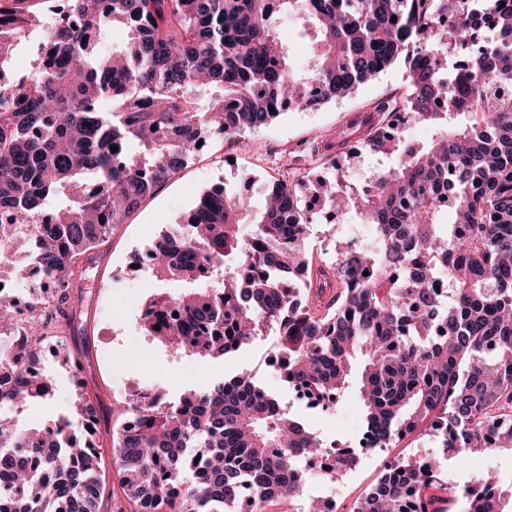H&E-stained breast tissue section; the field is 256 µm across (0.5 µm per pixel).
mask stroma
Listing matches in <instances>:
<instances>
[{
    "mask_svg": "<svg viewBox=\"0 0 512 512\" xmlns=\"http://www.w3.org/2000/svg\"><path fill=\"white\" fill-rule=\"evenodd\" d=\"M407 86L406 69L397 64L360 86L351 97L313 111L284 110L270 125L245 132L243 141L230 137L216 140L211 153L191 159L147 198L119 226L87 272V295L77 340L89 350L84 372L88 394L99 395L107 405L124 399L133 388L156 389L164 397L177 398L186 391L205 390L213 382L257 366L272 345L270 338H257L225 358H200L177 356L145 336L140 324L143 303L150 297L176 291L177 286L144 272L136 277L128 275V263L166 226L179 223L202 192L213 185L238 188L243 178H250L254 190L251 209L257 212L265 205V181L280 179L290 185L318 179L332 181L330 159L311 155V146L340 131L352 114L369 111L384 99H401ZM353 222V217L345 215L332 223L320 216L312 219L303 247L314 263L335 261L333 245ZM43 362L51 368L57 389L50 399L31 404L23 411L20 423L26 428L66 414L75 388L70 369L62 367L52 354H45ZM259 378L267 390L319 435L358 444L363 408L356 389H348L338 399L335 413L328 414L297 400L292 388L273 369L261 371ZM111 429L112 415L107 412L101 418L99 438L107 489L101 512H131L132 505L124 498L111 467ZM436 447L435 437L420 429L385 447L361 450L357 467L335 482L336 512H350L354 503L376 484L386 462L412 458L418 449L432 452ZM488 470L497 473L500 484H512V453L497 451L488 457L469 458L461 465L449 463L444 479L460 491Z\"/></svg>",
    "mask_w": 512,
    "mask_h": 512,
    "instance_id": "1",
    "label": "stroma"
}]
</instances>
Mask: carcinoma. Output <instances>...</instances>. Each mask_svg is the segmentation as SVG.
I'll list each match as a JSON object with an SVG mask.
<instances>
[{
  "mask_svg": "<svg viewBox=\"0 0 512 512\" xmlns=\"http://www.w3.org/2000/svg\"><path fill=\"white\" fill-rule=\"evenodd\" d=\"M42 2L0 0V243L33 252L61 283L45 303L65 365L97 249L199 141L266 126L285 101L342 100L405 64L403 104L377 102L366 133L340 144L324 195L328 210L374 225L375 243L342 240L336 262L316 268L302 247L313 215L302 186L268 184L254 218L247 196L214 185L186 224L147 247L152 274L184 291L146 300L140 322L175 354L201 358L275 332L291 385L338 398L354 381L364 425L384 441L423 424L441 441L431 459L384 470L353 512H450L429 495L446 489L441 460L512 452V97L499 90L512 84V0H475L483 14L446 31L439 11L461 0H64L47 26ZM283 15L313 33L302 73L276 35ZM481 22L494 39L462 73L449 70ZM37 27V64L21 77L14 49ZM111 28L124 44L102 51ZM401 117L434 126L432 140L405 143ZM366 155L391 162L364 189H347L348 169ZM247 218L252 243L240 234ZM242 264L271 274L241 279ZM443 265L446 299L431 288ZM297 275L304 287H284ZM37 362L30 353L11 364L0 350V379L10 380L0 388V482L10 486L0 512H100L103 408L85 385L75 389L78 435L67 416L34 429L12 417L25 400L51 397ZM327 447L249 369L175 401L133 394L112 405V466L136 512H242L247 482L252 512H302L295 466ZM498 488L491 473L467 487V512H512V487L496 504Z\"/></svg>",
  "mask_w": 512,
  "mask_h": 512,
  "instance_id": "cac0c4a2",
  "label": "carcinoma"
}]
</instances>
